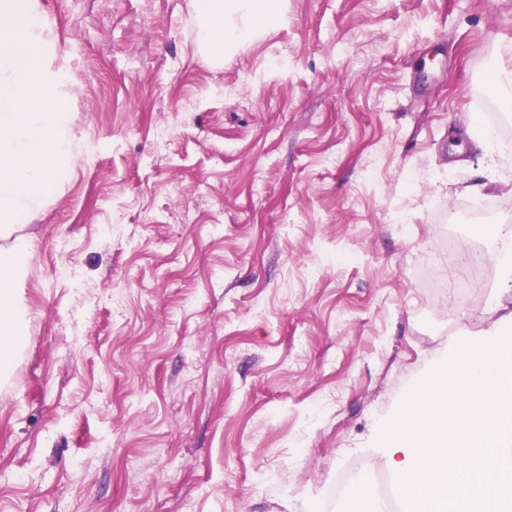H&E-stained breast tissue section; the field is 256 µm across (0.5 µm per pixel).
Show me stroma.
I'll use <instances>...</instances> for the list:
<instances>
[{
  "mask_svg": "<svg viewBox=\"0 0 512 512\" xmlns=\"http://www.w3.org/2000/svg\"><path fill=\"white\" fill-rule=\"evenodd\" d=\"M39 10L80 164L22 230L0 512H382L338 476L496 319L512 0H283L219 66L190 0Z\"/></svg>",
  "mask_w": 512,
  "mask_h": 512,
  "instance_id": "35a3bbf8",
  "label": "stroma"
}]
</instances>
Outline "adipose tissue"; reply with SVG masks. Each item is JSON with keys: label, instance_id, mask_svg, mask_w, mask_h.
<instances>
[{"label": "adipose tissue", "instance_id": "obj_1", "mask_svg": "<svg viewBox=\"0 0 512 512\" xmlns=\"http://www.w3.org/2000/svg\"><path fill=\"white\" fill-rule=\"evenodd\" d=\"M198 17L210 20L207 38L217 52L251 39L277 22L280 0H191Z\"/></svg>", "mask_w": 512, "mask_h": 512}]
</instances>
